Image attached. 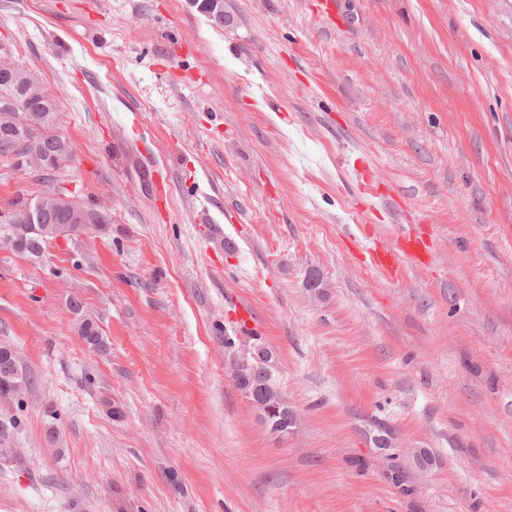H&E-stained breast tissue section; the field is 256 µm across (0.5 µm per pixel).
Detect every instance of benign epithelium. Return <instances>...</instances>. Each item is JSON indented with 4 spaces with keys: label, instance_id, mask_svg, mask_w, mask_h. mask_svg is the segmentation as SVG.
<instances>
[{
    "label": "benign epithelium",
    "instance_id": "7a95c632",
    "mask_svg": "<svg viewBox=\"0 0 512 512\" xmlns=\"http://www.w3.org/2000/svg\"><path fill=\"white\" fill-rule=\"evenodd\" d=\"M40 80L32 73L22 77L21 89L5 103L10 110V127L20 133H30L27 150L13 157L15 167L20 170L38 166L42 169L51 165L60 167L68 158L64 142L50 133L42 123L35 120L31 112L32 101L42 96ZM112 219L107 209L84 207L82 205H63L49 203L40 197L31 201L24 213V223L13 225L8 232L0 235V249L14 254L25 252L27 235L35 230L36 225L58 226L61 232L57 238L62 239L73 233L74 225L90 226L94 220Z\"/></svg>",
    "mask_w": 512,
    "mask_h": 512
}]
</instances>
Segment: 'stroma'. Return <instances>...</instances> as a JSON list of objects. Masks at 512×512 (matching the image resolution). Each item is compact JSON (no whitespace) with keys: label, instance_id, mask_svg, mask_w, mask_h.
I'll use <instances>...</instances> for the list:
<instances>
[{"label":"stroma","instance_id":"obj_1","mask_svg":"<svg viewBox=\"0 0 512 512\" xmlns=\"http://www.w3.org/2000/svg\"><path fill=\"white\" fill-rule=\"evenodd\" d=\"M312 4L224 0L219 26L194 0H0L75 147L47 177L0 163V215L47 190L112 211L49 260L0 251L30 378L0 512H512V0H340L342 30ZM401 223L433 265L392 282L348 244ZM237 299L286 437L227 370Z\"/></svg>","mask_w":512,"mask_h":512}]
</instances>
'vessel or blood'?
I'll use <instances>...</instances> for the list:
<instances>
[{"instance_id":"vessel-or-blood-1","label":"vessel or blood","mask_w":512,"mask_h":512,"mask_svg":"<svg viewBox=\"0 0 512 512\" xmlns=\"http://www.w3.org/2000/svg\"><path fill=\"white\" fill-rule=\"evenodd\" d=\"M355 251L390 281L401 280L407 263L423 268L431 261L426 242L405 224L395 225L391 235L371 244L356 246Z\"/></svg>"}]
</instances>
